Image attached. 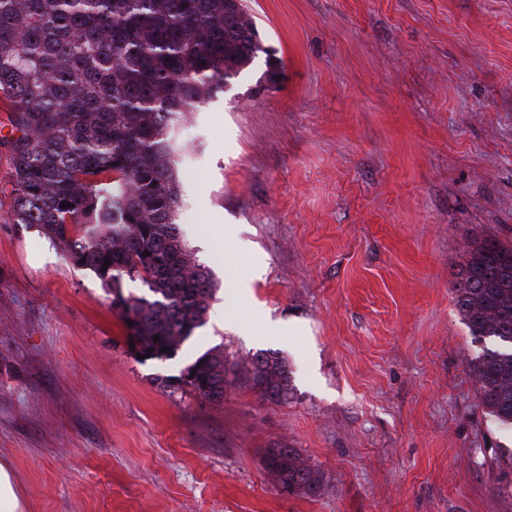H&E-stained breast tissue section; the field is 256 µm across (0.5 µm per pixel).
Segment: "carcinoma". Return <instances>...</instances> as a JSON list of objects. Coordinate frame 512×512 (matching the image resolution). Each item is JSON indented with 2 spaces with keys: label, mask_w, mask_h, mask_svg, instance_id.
Here are the masks:
<instances>
[{
  "label": "carcinoma",
  "mask_w": 512,
  "mask_h": 512,
  "mask_svg": "<svg viewBox=\"0 0 512 512\" xmlns=\"http://www.w3.org/2000/svg\"><path fill=\"white\" fill-rule=\"evenodd\" d=\"M261 53L266 79L277 81L282 62L232 0H0V111L11 126L0 144L12 162L14 223L36 228L100 278L132 322L135 353L150 360L193 336L214 294L176 223L177 165L187 152L179 122ZM468 254L456 306L472 335L499 343L471 359L469 372L487 414L512 427V242H474ZM125 276L148 295L123 297ZM250 365L263 397H288L289 372L276 353L259 352ZM186 369L195 375L178 388L224 400L222 351ZM266 458L283 488L314 489L295 449Z\"/></svg>",
  "instance_id": "carcinoma-1"
}]
</instances>
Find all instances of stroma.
I'll use <instances>...</instances> for the list:
<instances>
[{
	"instance_id": "stroma-1",
	"label": "stroma",
	"mask_w": 512,
	"mask_h": 512,
	"mask_svg": "<svg viewBox=\"0 0 512 512\" xmlns=\"http://www.w3.org/2000/svg\"><path fill=\"white\" fill-rule=\"evenodd\" d=\"M263 61L187 113L177 222L214 284L141 361L92 272L13 223L0 147V464L22 512H512V432L479 404L454 299L512 240V0H245ZM246 317L223 316L238 285ZM223 402L160 385L211 348ZM287 364L286 401L249 360ZM296 449L317 479L264 465ZM254 387L268 400L280 402L288 397L290 376L286 364L274 352H259L250 359ZM266 458L273 461L271 465L266 464V468L277 477L283 488L306 492L314 489L316 480L313 471L304 464L295 449L273 448L268 451Z\"/></svg>"
}]
</instances>
